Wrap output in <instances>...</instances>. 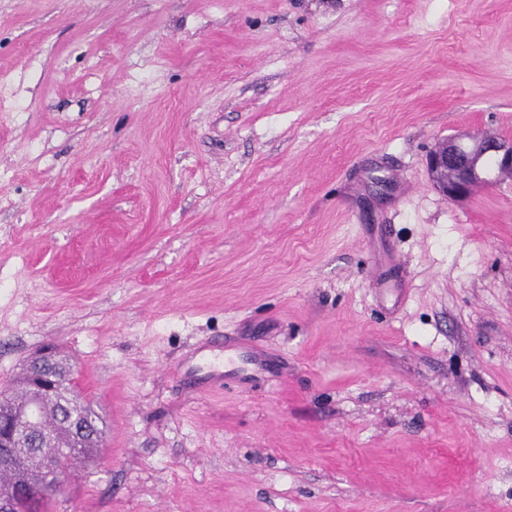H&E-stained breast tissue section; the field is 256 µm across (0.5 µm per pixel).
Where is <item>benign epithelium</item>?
Listing matches in <instances>:
<instances>
[{
  "mask_svg": "<svg viewBox=\"0 0 512 512\" xmlns=\"http://www.w3.org/2000/svg\"><path fill=\"white\" fill-rule=\"evenodd\" d=\"M427 172L435 190L450 202H463L476 187L503 178H512V140L487 132L466 137H450L439 141L429 152ZM52 356L47 352L31 358L32 379L29 384L34 398L55 387L45 375ZM37 406L28 407L21 417L0 415V458H8L12 449L25 442L24 429L35 419ZM33 494L4 492L0 494V512H25Z\"/></svg>",
  "mask_w": 512,
  "mask_h": 512,
  "instance_id": "7a95c632",
  "label": "benign epithelium"
}]
</instances>
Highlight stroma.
I'll use <instances>...</instances> for the list:
<instances>
[{
  "mask_svg": "<svg viewBox=\"0 0 512 512\" xmlns=\"http://www.w3.org/2000/svg\"><path fill=\"white\" fill-rule=\"evenodd\" d=\"M482 130L512 0H0V391L106 421L40 512H512V181L425 167ZM50 352H43L31 358L32 379L29 384L30 392L35 399L39 398L47 390L52 389L58 382L50 381L45 375L46 370L51 367L52 356Z\"/></svg>",
  "mask_w": 512,
  "mask_h": 512,
  "instance_id": "obj_1",
  "label": "stroma"
}]
</instances>
